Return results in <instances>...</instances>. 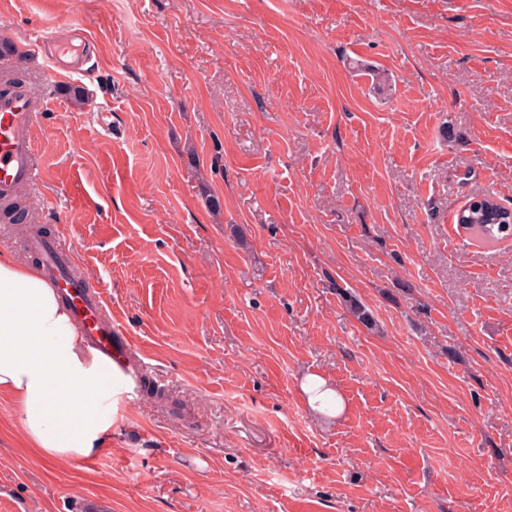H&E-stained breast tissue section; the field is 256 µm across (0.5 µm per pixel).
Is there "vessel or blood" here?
<instances>
[{"label":"vessel or blood","instance_id":"b4317fda","mask_svg":"<svg viewBox=\"0 0 512 512\" xmlns=\"http://www.w3.org/2000/svg\"><path fill=\"white\" fill-rule=\"evenodd\" d=\"M84 43L81 35L44 39L43 47L56 67L65 58H78ZM39 108L25 91L0 95V196L9 197L21 184L36 185L41 171L36 164L34 130ZM30 248L41 258V272L68 306L90 351L115 372H125L131 355L126 337L118 335L101 291L73 273L71 247L59 239H37Z\"/></svg>","mask_w":512,"mask_h":512}]
</instances>
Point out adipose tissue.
Returning a JSON list of instances; mask_svg holds the SVG:
<instances>
[{"mask_svg":"<svg viewBox=\"0 0 512 512\" xmlns=\"http://www.w3.org/2000/svg\"><path fill=\"white\" fill-rule=\"evenodd\" d=\"M0 396L18 405L30 447L50 463L90 456L112 428V381L87 358L69 310L35 269L3 255Z\"/></svg>","mask_w":512,"mask_h":512,"instance_id":"adipose-tissue-1","label":"adipose tissue"}]
</instances>
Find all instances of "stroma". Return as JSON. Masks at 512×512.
I'll return each mask as SVG.
<instances>
[{
    "instance_id": "35a3bbf8",
    "label": "stroma",
    "mask_w": 512,
    "mask_h": 512,
    "mask_svg": "<svg viewBox=\"0 0 512 512\" xmlns=\"http://www.w3.org/2000/svg\"><path fill=\"white\" fill-rule=\"evenodd\" d=\"M73 26L53 76L31 49ZM0 34L45 101L0 252L75 241L132 344L88 458L0 397V512H512V236L455 222L512 203V0H0ZM473 200V199H472ZM467 202L456 213V224L465 226L470 233L479 237L487 243H493L512 232L511 223H500L503 220L510 221V218H503L508 213L509 206L497 203L481 201L477 204ZM336 292L346 310L354 319L362 324L367 330L372 331L376 329L377 320L375 319L372 311L354 294H352V292L344 288H337ZM301 389L306 395L307 405L318 415L336 416L342 411V400L335 389L317 374H306L301 381Z\"/></svg>"
}]
</instances>
